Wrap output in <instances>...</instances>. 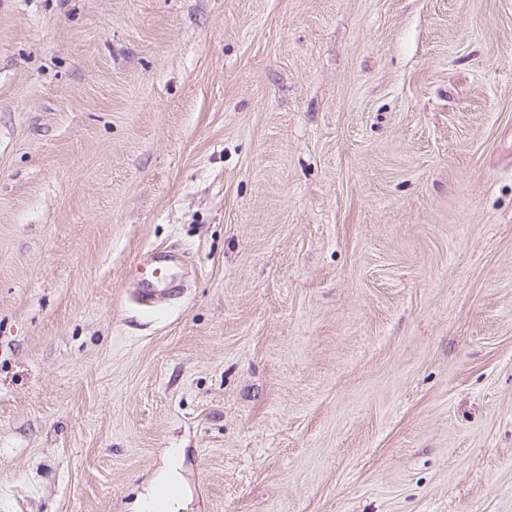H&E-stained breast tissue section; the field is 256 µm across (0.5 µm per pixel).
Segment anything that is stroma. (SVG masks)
<instances>
[{
  "label": "stroma",
  "instance_id": "1",
  "mask_svg": "<svg viewBox=\"0 0 512 512\" xmlns=\"http://www.w3.org/2000/svg\"><path fill=\"white\" fill-rule=\"evenodd\" d=\"M171 467L512 512V0H0V512ZM135 282L137 288H140V295L144 301H150L156 296L177 288L169 267L156 259L147 261L137 267Z\"/></svg>",
  "mask_w": 512,
  "mask_h": 512
}]
</instances>
